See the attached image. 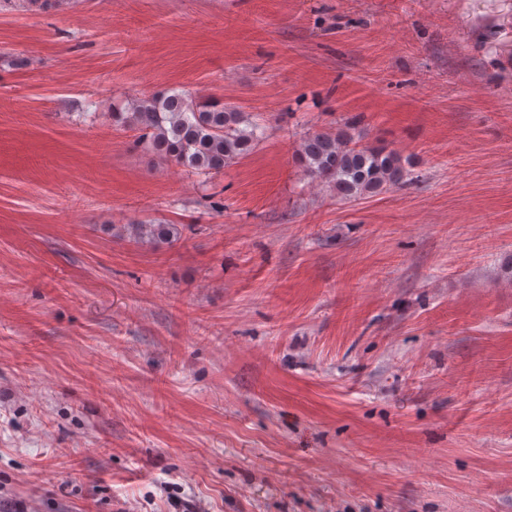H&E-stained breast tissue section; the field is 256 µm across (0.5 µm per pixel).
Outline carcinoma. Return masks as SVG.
<instances>
[{
	"mask_svg": "<svg viewBox=\"0 0 512 512\" xmlns=\"http://www.w3.org/2000/svg\"><path fill=\"white\" fill-rule=\"evenodd\" d=\"M117 116L140 132L139 141L157 158L201 175L223 171L252 151L265 133L263 126L219 99L175 89L143 94ZM352 129L347 123L334 133L305 134L297 151L304 175L328 183L345 199L380 193L409 180L401 155L385 146L360 144ZM136 234L171 242L177 228L154 221L137 225Z\"/></svg>",
	"mask_w": 512,
	"mask_h": 512,
	"instance_id": "carcinoma-1",
	"label": "carcinoma"
}]
</instances>
